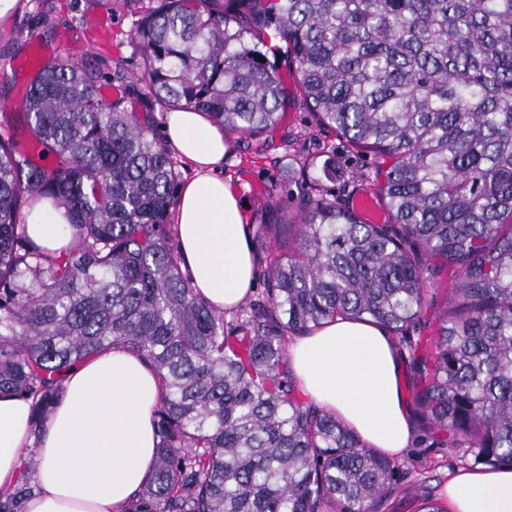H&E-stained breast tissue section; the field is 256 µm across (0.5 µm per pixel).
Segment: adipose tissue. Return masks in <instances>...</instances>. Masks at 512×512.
<instances>
[{"label": "adipose tissue", "mask_w": 512, "mask_h": 512, "mask_svg": "<svg viewBox=\"0 0 512 512\" xmlns=\"http://www.w3.org/2000/svg\"><path fill=\"white\" fill-rule=\"evenodd\" d=\"M167 144L187 160L193 177L181 185L177 240L191 284L218 311L252 293V227L221 174L224 133L191 108L169 112ZM39 247L57 253L71 242L63 208L43 202L24 216ZM288 362L302 392L341 418L367 447L400 458L414 438L404 398L402 356L377 324L336 318L288 343ZM156 373L130 350L116 346L73 367L42 427L32 403L0 395V488L16 484L26 448H35L37 489L25 512H123L144 485L157 454ZM444 495L450 512H512V467L457 470Z\"/></svg>", "instance_id": "obj_1"}]
</instances>
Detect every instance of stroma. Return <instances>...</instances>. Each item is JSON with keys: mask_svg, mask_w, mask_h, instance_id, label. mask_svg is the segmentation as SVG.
Here are the masks:
<instances>
[{"mask_svg": "<svg viewBox=\"0 0 512 512\" xmlns=\"http://www.w3.org/2000/svg\"><path fill=\"white\" fill-rule=\"evenodd\" d=\"M96 17H111L112 32L105 45H97L91 31L69 32L68 52L94 59L103 51L122 59L130 75L140 70L141 55L131 39L134 17L127 0H100ZM56 35L47 32L34 12V0H19L17 13L0 24V53L14 59L31 56L35 46L55 47ZM29 72L15 70L9 84H0V118L9 117L22 147L31 140L24 128L22 100L30 85ZM224 178L244 204L247 223L268 227L267 238L287 245L289 222L313 190L345 205L361 194L375 193L390 158L368 149L351 147L336 132L318 125L301 94H294L277 125L258 137L230 135L225 140ZM330 175H323V162ZM465 460L454 450L413 445L399 461L395 491L381 512H419L423 500L441 502L444 483Z\"/></svg>", "mask_w": 512, "mask_h": 512, "instance_id": "obj_1", "label": "stroma"}]
</instances>
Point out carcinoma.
<instances>
[{"label":"carcinoma","instance_id":"1","mask_svg":"<svg viewBox=\"0 0 512 512\" xmlns=\"http://www.w3.org/2000/svg\"><path fill=\"white\" fill-rule=\"evenodd\" d=\"M288 47L317 122L393 162L387 223L308 197L286 250L257 249L263 291L231 316L182 272L175 161L154 129L102 95L112 82L259 136L288 100L256 43ZM114 58L61 54L23 100L35 151L0 130V394L42 424L67 371L121 345L160 380L158 452L126 512H379L399 465L297 396L287 338L336 317L386 327L408 352L421 442L476 467L512 464V0H157ZM64 208L69 247L20 222ZM448 272L434 334L414 338ZM37 465L0 488L22 512Z\"/></svg>","mask_w":512,"mask_h":512}]
</instances>
